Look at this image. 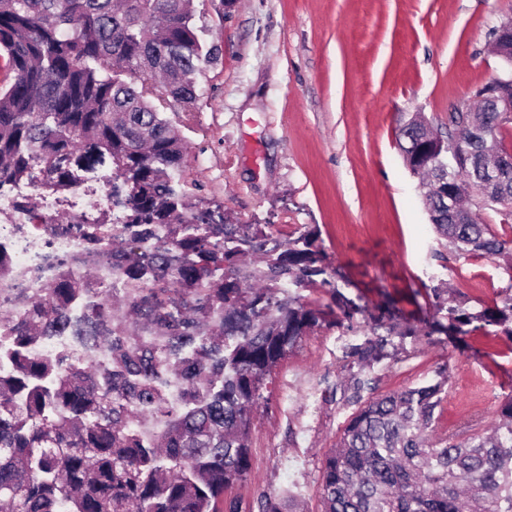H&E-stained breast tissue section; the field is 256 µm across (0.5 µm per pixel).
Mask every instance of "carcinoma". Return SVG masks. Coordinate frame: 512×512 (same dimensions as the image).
<instances>
[{"mask_svg": "<svg viewBox=\"0 0 512 512\" xmlns=\"http://www.w3.org/2000/svg\"><path fill=\"white\" fill-rule=\"evenodd\" d=\"M218 52L200 42L190 0H0V188L100 180L122 218L108 234L105 219L79 225L112 292L64 268L24 312L0 302V512H253L224 493L251 472L252 412L288 353L345 324L363 330L351 357L367 366L412 334L336 291L316 229L282 241L188 198L186 147L162 112L195 111L197 77ZM505 122L485 104L451 112L448 147L431 159L425 122L399 130L430 222L458 256L512 254V239L463 205L473 190L486 209L512 206L511 170L485 185V149L512 158ZM294 286L328 289L338 310ZM433 295L444 316L427 335L512 337V284L480 309ZM63 332L83 357L31 353ZM448 381L367 400L365 380L343 381L358 409L323 461V512H512V396L492 432L467 422L432 438Z\"/></svg>", "mask_w": 512, "mask_h": 512, "instance_id": "1", "label": "carcinoma"}]
</instances>
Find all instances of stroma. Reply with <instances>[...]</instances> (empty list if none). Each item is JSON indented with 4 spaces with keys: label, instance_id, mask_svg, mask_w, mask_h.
<instances>
[{
    "label": "stroma",
    "instance_id": "35a3bbf8",
    "mask_svg": "<svg viewBox=\"0 0 512 512\" xmlns=\"http://www.w3.org/2000/svg\"><path fill=\"white\" fill-rule=\"evenodd\" d=\"M194 23L219 55L198 77L192 115L167 110L187 146L185 183L197 199L281 235L317 228L341 291L368 310L393 306L416 335L395 358L365 367L376 395L449 377L447 426L489 424L512 395V339L482 332L464 344L427 335L434 286L468 305L499 301L512 283L500 259L462 257L437 235L396 146L424 113L435 130L503 65L494 27L512 0H193ZM355 336L330 326L306 336L276 371L255 412L251 473L231 490L321 512V470L353 408L340 381Z\"/></svg>",
    "mask_w": 512,
    "mask_h": 512
}]
</instances>
